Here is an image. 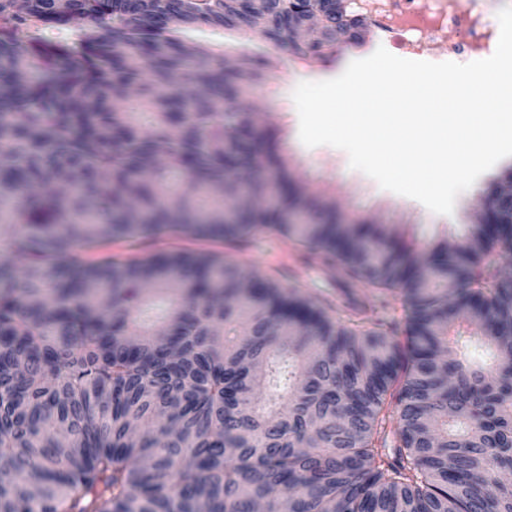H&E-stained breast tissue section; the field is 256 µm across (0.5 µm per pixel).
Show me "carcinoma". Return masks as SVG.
<instances>
[{
	"label": "carcinoma",
	"instance_id": "cac0c4a2",
	"mask_svg": "<svg viewBox=\"0 0 512 512\" xmlns=\"http://www.w3.org/2000/svg\"><path fill=\"white\" fill-rule=\"evenodd\" d=\"M316 8L360 22L343 0H0V512H512L503 240L427 244L423 282L408 229L284 196L288 162L224 112V55L184 39L260 18L316 56L336 43L288 23ZM230 162L253 176L226 189ZM260 229L399 289L405 339L219 256L112 257Z\"/></svg>",
	"mask_w": 512,
	"mask_h": 512
}]
</instances>
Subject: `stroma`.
Segmentation results:
<instances>
[{"mask_svg":"<svg viewBox=\"0 0 512 512\" xmlns=\"http://www.w3.org/2000/svg\"><path fill=\"white\" fill-rule=\"evenodd\" d=\"M372 26H365L357 41L337 43L331 57L301 60L290 51L275 46L256 31L203 29L190 33L189 45L201 44L223 50L240 73L248 74V90L239 101L241 110L253 113L262 131L273 137L277 151L287 157L291 180L304 195L320 193L335 203L342 215L358 224H401L413 227L421 241H447L456 244L457 236L448 234L449 225L468 227L475 222V209L481 194L500 181L504 163H496L474 185L461 193L452 214L432 213L420 202L382 189L376 181L349 165L345 151L328 146L306 147L299 139V117L292 93L298 83L335 78L345 55L363 56L381 43ZM261 60V67H251V60ZM208 251L237 262L247 270L270 273L285 285L294 287L303 298L321 304L336 301L342 288H349L374 310L384 331L404 336L400 319L401 296L375 288L344 274L336 266L303 265V248L294 240L273 232L253 234L240 246L225 245L209 238H192L164 232L140 241L138 254L167 250Z\"/></svg>","mask_w":512,"mask_h":512,"instance_id":"1","label":"stroma"}]
</instances>
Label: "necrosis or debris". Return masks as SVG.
Here are the masks:
<instances>
[{
	"label": "necrosis or debris",
	"mask_w": 512,
	"mask_h": 512,
	"mask_svg": "<svg viewBox=\"0 0 512 512\" xmlns=\"http://www.w3.org/2000/svg\"><path fill=\"white\" fill-rule=\"evenodd\" d=\"M352 0L353 8L381 32L386 45L402 55L432 52L445 31L457 34L448 44L449 55L472 59L491 56L499 28L491 24L482 0Z\"/></svg>",
	"instance_id": "necrosis-or-debris-1"
}]
</instances>
